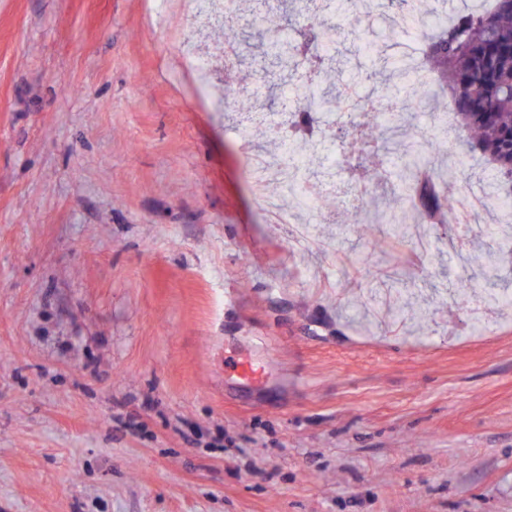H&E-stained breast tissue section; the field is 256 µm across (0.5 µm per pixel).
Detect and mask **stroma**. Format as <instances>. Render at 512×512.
I'll return each mask as SVG.
<instances>
[{
  "label": "stroma",
  "instance_id": "1",
  "mask_svg": "<svg viewBox=\"0 0 512 512\" xmlns=\"http://www.w3.org/2000/svg\"><path fill=\"white\" fill-rule=\"evenodd\" d=\"M192 37L235 101L269 98L181 0H0V512H512V306L472 277L486 246L417 220L368 110L360 173L328 166L313 212L275 183L261 209L247 165L281 154L282 108L242 149ZM368 42L415 45L378 18L336 33L369 91ZM450 104L435 86L405 133L438 141L444 194L495 192L439 130Z\"/></svg>",
  "mask_w": 512,
  "mask_h": 512
}]
</instances>
